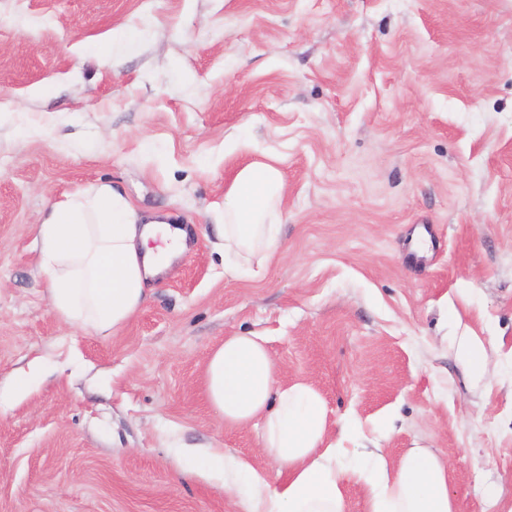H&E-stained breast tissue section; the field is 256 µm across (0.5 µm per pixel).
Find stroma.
<instances>
[{
    "instance_id": "obj_1",
    "label": "stroma",
    "mask_w": 512,
    "mask_h": 512,
    "mask_svg": "<svg viewBox=\"0 0 512 512\" xmlns=\"http://www.w3.org/2000/svg\"><path fill=\"white\" fill-rule=\"evenodd\" d=\"M119 27L134 47L94 57ZM270 158L280 245L226 272L224 193ZM98 181L193 231L110 336L56 317L36 242ZM240 332L357 446L437 450L455 512L512 506V0H0V512H243L182 465L220 448L280 479L206 395ZM463 361L468 366L475 381L483 380L488 373V353L478 337L465 336L459 344Z\"/></svg>"
}]
</instances>
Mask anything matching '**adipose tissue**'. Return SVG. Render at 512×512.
<instances>
[{"mask_svg":"<svg viewBox=\"0 0 512 512\" xmlns=\"http://www.w3.org/2000/svg\"><path fill=\"white\" fill-rule=\"evenodd\" d=\"M283 191L277 161L250 163L236 173L219 228L228 270L240 271L277 249ZM156 237L164 247H149ZM37 240L57 318L108 335L139 311L148 280L186 251L189 232L163 216L140 215L111 184L97 183L53 203ZM205 385L226 424L261 422L263 448L280 467L282 479L272 484L223 452L189 456L190 466L231 473L246 512H345L351 484L364 489L369 512H454L448 467L438 454L416 446L393 466L381 450L347 447L357 422L345 420L331 431L321 393L304 380H281L265 336L225 337L208 358Z\"/></svg>","mask_w":512,"mask_h":512,"instance_id":"ef3b65f1","label":"adipose tissue"}]
</instances>
